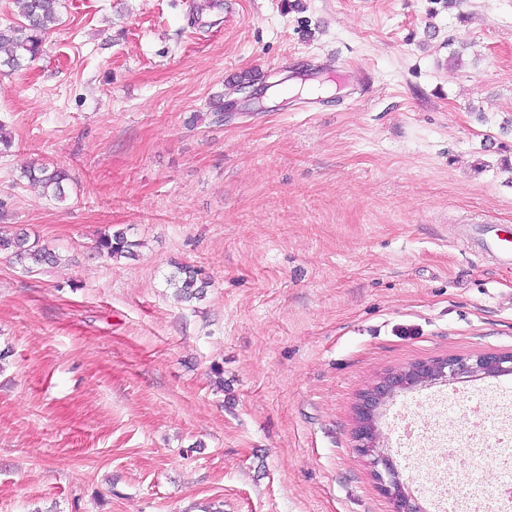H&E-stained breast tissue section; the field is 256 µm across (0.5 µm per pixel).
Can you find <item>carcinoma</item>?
Here are the masks:
<instances>
[{"label":"carcinoma","instance_id":"cac0c4a2","mask_svg":"<svg viewBox=\"0 0 512 512\" xmlns=\"http://www.w3.org/2000/svg\"><path fill=\"white\" fill-rule=\"evenodd\" d=\"M20 20L0 27V68L18 71L35 61L43 51L44 37L56 23L59 16L61 0H18ZM22 177L31 186L39 188L57 202L67 198L66 186L69 174L60 167L30 165L23 169ZM135 243L128 240L122 230H115L99 236L98 252L109 257L118 258L133 254ZM11 250L15 258L27 261L34 267L55 265L59 262L56 252L46 246L30 241L24 232L11 237L0 234V250ZM169 286L175 289V296L180 300L199 297L207 287V279L189 266H178L167 278Z\"/></svg>","mask_w":512,"mask_h":512}]
</instances>
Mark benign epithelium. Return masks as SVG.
Listing matches in <instances>:
<instances>
[{"instance_id":"obj_1","label":"benign epithelium","mask_w":512,"mask_h":512,"mask_svg":"<svg viewBox=\"0 0 512 512\" xmlns=\"http://www.w3.org/2000/svg\"><path fill=\"white\" fill-rule=\"evenodd\" d=\"M512 373V353H485L469 357L453 356L420 362L383 377L362 396L357 408L355 449L370 457L380 490L390 500L392 512H419L408 494L397 468L379 450V434L375 424L377 410L398 390L427 385L437 380L452 382L458 378L497 377Z\"/></svg>"}]
</instances>
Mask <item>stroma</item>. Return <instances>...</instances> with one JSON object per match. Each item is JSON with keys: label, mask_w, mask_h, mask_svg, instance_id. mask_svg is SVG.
<instances>
[{"label": "stroma", "mask_w": 512, "mask_h": 512, "mask_svg": "<svg viewBox=\"0 0 512 512\" xmlns=\"http://www.w3.org/2000/svg\"><path fill=\"white\" fill-rule=\"evenodd\" d=\"M203 2L63 0L0 75V232L61 256L0 252V512H390L361 394L512 353V268L461 236L512 227V0ZM322 73L315 99L269 88ZM33 163L68 170L64 202ZM111 228L134 256L99 257ZM177 263L201 298L174 299ZM471 400L512 402V375L383 407L411 493L398 416L438 406L461 448ZM11 249L17 260L29 261L34 267L43 265H55L59 262L56 252L46 246H39L38 243L30 242L25 232L15 233L12 237L0 234V250ZM34 267H28L33 269Z\"/></svg>", "instance_id": "35a3bbf8"}]
</instances>
